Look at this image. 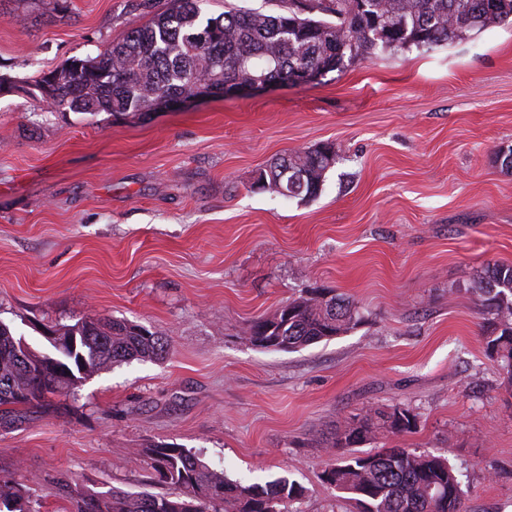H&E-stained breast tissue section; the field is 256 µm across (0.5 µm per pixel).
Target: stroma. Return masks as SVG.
<instances>
[{
  "instance_id": "35a3bbf8",
  "label": "stroma",
  "mask_w": 512,
  "mask_h": 512,
  "mask_svg": "<svg viewBox=\"0 0 512 512\" xmlns=\"http://www.w3.org/2000/svg\"><path fill=\"white\" fill-rule=\"evenodd\" d=\"M167 0H0V322L39 353L46 328L121 318L169 354L101 369L0 423V478L40 512L55 482L176 495L146 449L172 444L243 483L286 477L297 512H347L325 438L368 407L417 418L399 444L448 457L469 512H512V395L467 288L512 264V25L431 51L358 59L303 85L148 115L61 112L36 86L96 56ZM332 143L321 193L253 190L281 154ZM316 289L365 321L293 352L249 323Z\"/></svg>"
}]
</instances>
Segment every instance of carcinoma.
<instances>
[{
  "label": "carcinoma",
  "instance_id": "carcinoma-1",
  "mask_svg": "<svg viewBox=\"0 0 512 512\" xmlns=\"http://www.w3.org/2000/svg\"><path fill=\"white\" fill-rule=\"evenodd\" d=\"M288 7L276 15L235 9L203 18L200 0H172L170 8L129 30L126 37L95 57L73 58L37 81L53 107L72 112L146 115L166 99L187 97L200 85H245L256 80L287 82L307 74L314 81L346 63L380 52L413 48L430 51L473 31L512 23V0H311V11ZM376 18L396 36L376 37ZM333 147L322 144L273 159L252 183L257 191L310 200L320 194ZM490 332L486 355L499 366L512 388V265L484 268L468 288ZM323 290L288 301V318L274 313L252 321L245 330L253 345L293 351L343 335L365 321L358 303L341 295L321 298ZM69 337L59 351L57 368L41 354L23 350L21 339L0 322V419L9 405L47 410L48 395L62 390L61 369L71 387L80 375L132 358H158L169 352L157 332L125 320L80 319L54 329ZM393 418L383 408L356 413L326 438L330 448L348 449L330 465L325 481L347 495L358 512H468L461 481L449 460L396 445L363 453L356 447L381 434L412 431L415 415ZM159 478L178 487V497L114 490L76 501L74 512H289L303 488L282 477L265 484L232 481L184 448L146 449ZM0 512H34L15 484L0 480Z\"/></svg>",
  "mask_w": 512,
  "mask_h": 512
}]
</instances>
